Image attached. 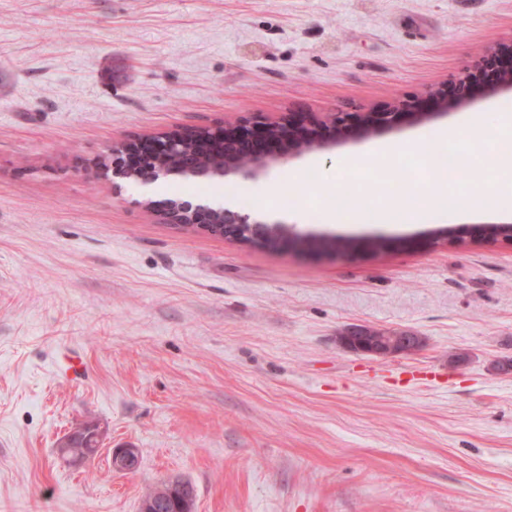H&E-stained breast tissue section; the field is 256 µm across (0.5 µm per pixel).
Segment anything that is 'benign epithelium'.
I'll return each instance as SVG.
<instances>
[{"instance_id": "obj_1", "label": "benign epithelium", "mask_w": 512, "mask_h": 512, "mask_svg": "<svg viewBox=\"0 0 512 512\" xmlns=\"http://www.w3.org/2000/svg\"><path fill=\"white\" fill-rule=\"evenodd\" d=\"M512 36L502 40L495 48L481 51L472 63L458 75L434 90L422 100H407L393 104L382 112L363 115H348L338 118L333 114H290L277 120L266 118H241L234 123L217 126L177 129L121 140L112 144L108 154L94 162L97 173H108L115 177L152 181L169 174L160 161L181 154L189 135L201 132L211 140L224 142V166L217 170L190 169L186 175L194 178H219L240 175L255 179L273 165H284L292 158L306 152H320L349 139H365L375 133L402 125L420 124L432 113L430 108L448 111L467 104L481 88L480 79L488 68L499 70L494 88H512ZM156 216L167 224L197 228L201 231L221 235L226 239L244 242L242 230L259 238L268 232L279 235L282 246L288 247L299 234L288 226L276 222L268 225L251 219L250 215L224 209V223H213L214 208L202 204L179 202L158 206L149 203ZM479 236L495 239L488 228L481 230H442L437 239L444 241ZM344 348L364 356L388 359L413 354L425 346V339L417 333L401 328H378L366 324H352L343 328L336 336ZM102 435L97 427L87 425L82 434L67 438L59 451L74 459L85 460L96 454L101 447ZM110 463L114 471L126 473L139 466V451L136 448L110 449ZM194 495L189 486L178 478L158 484L157 491L142 499L140 512H194Z\"/></svg>"}]
</instances>
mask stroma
Masks as SVG:
<instances>
[{
    "label": "stroma",
    "mask_w": 512,
    "mask_h": 512,
    "mask_svg": "<svg viewBox=\"0 0 512 512\" xmlns=\"http://www.w3.org/2000/svg\"><path fill=\"white\" fill-rule=\"evenodd\" d=\"M512 34V0H0V512H138L171 478L195 512H512V242L432 241L512 210L417 224L313 223L311 199L379 206L381 143L429 140L512 104L476 95L421 126L302 155L236 187L294 232L383 238L340 258L161 223L168 189L87 170L112 142L243 116L369 112L424 97ZM468 143L451 187L496 192ZM355 166L337 174L336 161ZM320 175L308 185L307 172ZM350 324L417 353L341 348ZM81 358L80 377L61 373ZM78 423L103 448L72 464ZM138 448L114 472L108 451ZM344 348L364 356L388 359L413 354L425 346V339L414 331L352 324L336 336Z\"/></svg>",
    "instance_id": "35a3bbf8"
}]
</instances>
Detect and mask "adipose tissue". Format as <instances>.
Listing matches in <instances>:
<instances>
[{
    "instance_id": "obj_1",
    "label": "adipose tissue",
    "mask_w": 512,
    "mask_h": 512,
    "mask_svg": "<svg viewBox=\"0 0 512 512\" xmlns=\"http://www.w3.org/2000/svg\"><path fill=\"white\" fill-rule=\"evenodd\" d=\"M509 208H512V189L489 195L472 194L449 190L441 183L433 193L421 196L413 205L404 199L387 198L373 218L380 224H409L423 220L432 211L456 214L469 210L498 212Z\"/></svg>"
}]
</instances>
